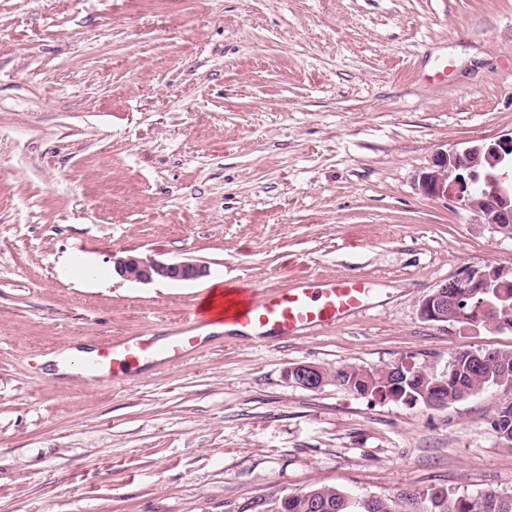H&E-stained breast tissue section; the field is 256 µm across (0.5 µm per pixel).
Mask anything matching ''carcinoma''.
<instances>
[{"label": "carcinoma", "mask_w": 512, "mask_h": 512, "mask_svg": "<svg viewBox=\"0 0 512 512\" xmlns=\"http://www.w3.org/2000/svg\"><path fill=\"white\" fill-rule=\"evenodd\" d=\"M487 359L480 363L468 350L454 356L445 377L448 390L438 391L437 377L426 371H406L403 388L415 395V402L434 409L462 401L490 386H504L512 381V351L485 352ZM385 370H365L348 366L336 370V383L349 390L361 391L381 385ZM492 429L501 438L512 443V401L499 405L491 422ZM428 506L423 512H512V495L489 490L477 497L452 496L436 489L427 495ZM278 512H393L389 503L381 499L363 500L352 505L344 491L330 486L315 485L309 490L288 496L280 502Z\"/></svg>", "instance_id": "obj_1"}]
</instances>
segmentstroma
<instances>
[{"label": "stroma", "mask_w": 512, "mask_h": 512, "mask_svg": "<svg viewBox=\"0 0 512 512\" xmlns=\"http://www.w3.org/2000/svg\"><path fill=\"white\" fill-rule=\"evenodd\" d=\"M511 131L512 0H0V512L512 494L489 424L512 389L431 410L285 378L512 350V330L421 317L461 268L512 265V236L419 189L436 152ZM127 254L258 293L357 277L369 308L262 344L215 333L121 385L52 374L196 306V282L114 277ZM331 375L320 366L312 364H297L286 371V378L298 387L304 389H318L328 381Z\"/></svg>", "instance_id": "stroma-1"}]
</instances>
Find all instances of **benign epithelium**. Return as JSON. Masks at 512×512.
<instances>
[{
  "mask_svg": "<svg viewBox=\"0 0 512 512\" xmlns=\"http://www.w3.org/2000/svg\"><path fill=\"white\" fill-rule=\"evenodd\" d=\"M422 192L451 200L471 212L480 224H489L512 236V132L460 150L439 152L420 179ZM115 273L126 281H191L210 273L198 262L167 263L150 256L129 254L113 259ZM512 285V265L465 268L437 285L421 303L426 321L449 323L463 331L501 332L512 328V310H499L490 296L505 298ZM286 378L298 387L318 389L328 381L326 370L297 364Z\"/></svg>",
  "mask_w": 512,
  "mask_h": 512,
  "instance_id": "7a95c632",
  "label": "benign epithelium"
}]
</instances>
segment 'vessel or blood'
Wrapping results in <instances>:
<instances>
[{"instance_id": "b4317fda", "label": "vessel or blood", "mask_w": 512, "mask_h": 512, "mask_svg": "<svg viewBox=\"0 0 512 512\" xmlns=\"http://www.w3.org/2000/svg\"><path fill=\"white\" fill-rule=\"evenodd\" d=\"M232 294L224 304L225 322L241 326L247 338L263 342L340 324L363 311L370 291L358 279L316 276L258 297L246 288H233ZM205 325L203 312L195 307L185 313L165 343L153 336L106 339L93 355L80 360L79 367L107 381L125 382L147 363H176L190 356L203 342L198 331Z\"/></svg>"}]
</instances>
